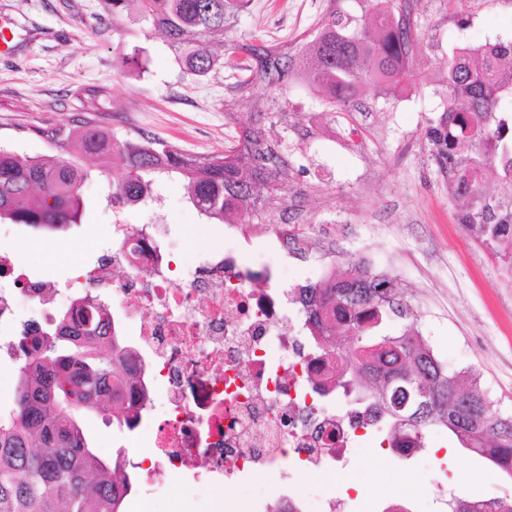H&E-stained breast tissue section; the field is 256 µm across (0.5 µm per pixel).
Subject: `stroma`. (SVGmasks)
I'll return each mask as SVG.
<instances>
[{
    "instance_id": "obj_1",
    "label": "stroma",
    "mask_w": 512,
    "mask_h": 512,
    "mask_svg": "<svg viewBox=\"0 0 512 512\" xmlns=\"http://www.w3.org/2000/svg\"><path fill=\"white\" fill-rule=\"evenodd\" d=\"M417 21L414 46L419 73L398 99L378 100L330 120L299 84L287 90L289 111H316L307 149L294 154L304 172L297 184L299 203L288 209L292 226L309 227L306 255H288L292 284L321 278L329 260L368 258L388 272L418 312L417 327L449 371L479 373L494 409L512 415V275L500 260L468 236L458 222V205L438 175L424 136L427 117L442 111L445 77L452 54L488 42L512 39V0H404ZM326 0H250L232 29L235 37L297 44L313 29ZM11 24L12 39L0 52V146L23 157L56 156L59 143L45 130L79 119L106 130L114 139L143 132L185 152L214 154L224 148V105L234 101L228 69L195 80L186 76L164 39L145 22L107 20L101 0H0V19ZM142 67L124 65L135 49ZM107 92L99 112L84 108L83 92ZM241 123L252 106L234 101ZM92 175L81 186L85 211L80 223L56 233H37L20 224L0 223V251L36 242L50 245L51 259L29 274L64 286L99 248L111 247L109 228L161 224L162 244L174 255L197 249L260 250L265 236L250 224H209L184 198L180 180L165 181L159 203L113 216L112 183L122 172L97 175L95 160L84 159ZM88 430L104 457L125 448L134 478L148 457L151 433L137 434L90 414ZM408 472L405 505L410 512H442L450 493L481 499L512 500V479L484 459L460 448L448 433L432 429L419 456L405 460L383 453L367 460L356 488L343 490L336 473L307 474L291 462L287 477L251 472L238 486L197 483L159 476L151 500L156 512H224V499L263 496L276 499L281 487L312 500L341 502L343 512H384L375 472Z\"/></svg>"
}]
</instances>
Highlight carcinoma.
<instances>
[{
	"label": "carcinoma",
	"instance_id": "carcinoma-1",
	"mask_svg": "<svg viewBox=\"0 0 512 512\" xmlns=\"http://www.w3.org/2000/svg\"><path fill=\"white\" fill-rule=\"evenodd\" d=\"M372 2L356 16L329 0L312 39L293 47L224 37L248 0H103L109 18L133 16L161 32L184 74L202 80L227 64L236 97L250 99L259 87L270 97L254 100L258 122L239 126L217 154L184 153L146 134L117 141L88 122L47 136L98 160L103 173L122 168L114 209L136 206L158 179L176 176L188 202L212 223L256 222L302 254L310 237L288 229V203L298 198L288 130L310 136L306 123L316 113L290 114L277 107L279 96L296 75L333 121L369 94L397 97L414 76L417 23L396 0ZM425 137L448 196L461 203L459 224L512 274V42L462 48L448 60L444 108L427 118ZM88 177L63 155L21 158L0 147V221L64 231L81 220L80 187ZM490 182L497 193L485 191ZM288 299L304 316L308 353L337 370L316 392L359 402L365 421L353 428L381 435L389 446L401 438L419 448L429 429L441 428L512 479V416L493 410L476 372H448L388 273L365 257L340 272L333 262L320 280L288 289ZM79 320L81 335L65 315L36 336L28 335L29 324L22 330L15 399L0 407V512H125L132 489L126 451L102 457L84 417L106 402L112 420L128 425L138 359L112 322L83 313ZM404 387L422 405L408 420L392 409ZM448 512H512V501L488 506L455 497Z\"/></svg>",
	"mask_w": 512,
	"mask_h": 512
}]
</instances>
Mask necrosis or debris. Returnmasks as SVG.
Wrapping results in <instances>:
<instances>
[{"mask_svg":"<svg viewBox=\"0 0 512 512\" xmlns=\"http://www.w3.org/2000/svg\"><path fill=\"white\" fill-rule=\"evenodd\" d=\"M111 250L84 266L75 290L108 292L104 309L136 319L138 350L160 384L164 416L153 425L151 468L207 478L257 469L286 473L290 457L311 471L335 469L358 441L350 414L334 412L310 385L327 366L300 355L303 328L276 266L244 263L235 248L174 263L151 224L112 226ZM152 275L148 287L136 274ZM56 285L0 253V331L16 297L53 311Z\"/></svg>","mask_w":512,"mask_h":512,"instance_id":"4bbe7bcc","label":"necrosis or debris"}]
</instances>
